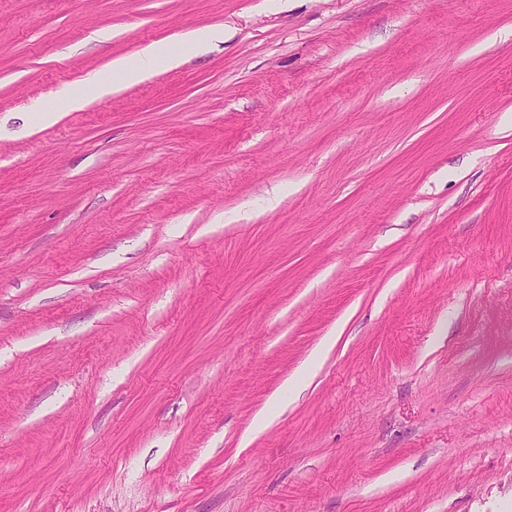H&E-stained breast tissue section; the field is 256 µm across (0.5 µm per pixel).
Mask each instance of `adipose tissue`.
I'll return each mask as SVG.
<instances>
[{"label": "adipose tissue", "mask_w": 512, "mask_h": 512, "mask_svg": "<svg viewBox=\"0 0 512 512\" xmlns=\"http://www.w3.org/2000/svg\"><path fill=\"white\" fill-rule=\"evenodd\" d=\"M178 63V57L172 54L167 42L153 43L135 59L114 60L111 76L98 78L92 91H85L78 86L65 88L57 98L55 105L41 110L37 119L42 123L55 122L62 113L84 107L88 96L93 95L99 98L109 96L121 91L126 86L143 81L159 67H174Z\"/></svg>", "instance_id": "ef3b65f1"}]
</instances>
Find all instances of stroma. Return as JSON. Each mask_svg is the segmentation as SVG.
I'll return each instance as SVG.
<instances>
[{
    "label": "stroma",
    "instance_id": "obj_1",
    "mask_svg": "<svg viewBox=\"0 0 512 512\" xmlns=\"http://www.w3.org/2000/svg\"><path fill=\"white\" fill-rule=\"evenodd\" d=\"M0 512H512V0H0ZM219 41H224V31L219 29L203 28L189 35V44L197 53L209 51ZM179 62V58L172 54L167 42H155L134 60H114L112 75L98 78L92 94L97 98L109 96L126 86L143 81L161 66L174 67ZM88 93L79 86L65 88L56 100L57 106L45 107L37 116L42 123L57 121L63 113L78 110L84 107L87 102Z\"/></svg>",
    "mask_w": 512,
    "mask_h": 512
}]
</instances>
